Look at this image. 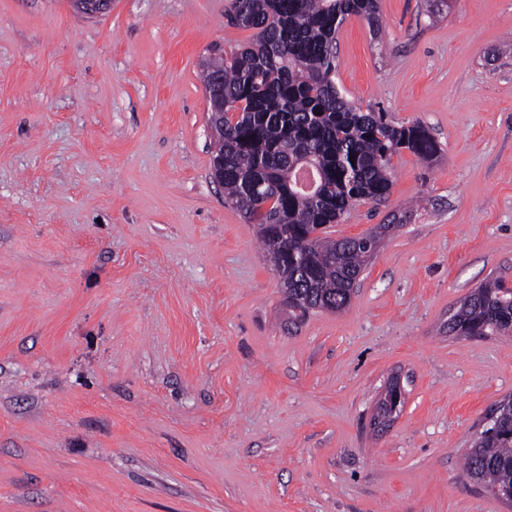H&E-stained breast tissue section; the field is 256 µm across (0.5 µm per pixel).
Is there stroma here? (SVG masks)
I'll return each mask as SVG.
<instances>
[{
  "instance_id": "35a3bbf8",
  "label": "stroma",
  "mask_w": 512,
  "mask_h": 512,
  "mask_svg": "<svg viewBox=\"0 0 512 512\" xmlns=\"http://www.w3.org/2000/svg\"><path fill=\"white\" fill-rule=\"evenodd\" d=\"M379 4L336 85L439 153L327 228L406 215L348 309L294 323L211 177L201 63L253 35L229 0H0V512H512L462 471L512 336L448 332L512 285V0ZM379 401L385 404L387 411L376 417V420L378 423L386 422L394 417L400 409V402L402 401L400 382H398L396 388L394 386L385 387Z\"/></svg>"
}]
</instances>
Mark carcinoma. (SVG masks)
<instances>
[{
    "instance_id": "carcinoma-1",
    "label": "carcinoma",
    "mask_w": 512,
    "mask_h": 512,
    "mask_svg": "<svg viewBox=\"0 0 512 512\" xmlns=\"http://www.w3.org/2000/svg\"><path fill=\"white\" fill-rule=\"evenodd\" d=\"M358 18L379 33V0H230L227 18L254 31L249 44L202 62L201 79L216 113L215 155L224 156L225 198L259 228L296 320L315 310H346L364 268L392 225L333 239L322 229L353 207L389 199L392 158L407 150L428 161L438 144L421 124L394 125L363 112L336 87V40ZM316 173L311 195L292 190L303 165ZM458 336H512V287L492 278L470 292L448 323ZM463 471L490 494L512 492V395L494 410Z\"/></svg>"
}]
</instances>
